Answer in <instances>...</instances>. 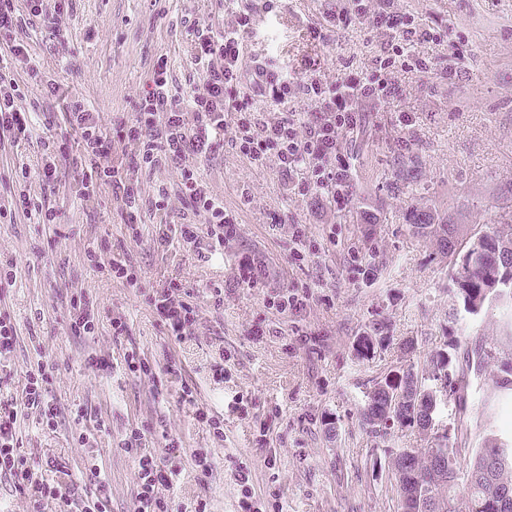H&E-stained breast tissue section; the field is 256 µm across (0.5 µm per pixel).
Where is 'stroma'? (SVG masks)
Returning <instances> with one entry per match:
<instances>
[{
  "instance_id": "1",
  "label": "stroma",
  "mask_w": 512,
  "mask_h": 512,
  "mask_svg": "<svg viewBox=\"0 0 512 512\" xmlns=\"http://www.w3.org/2000/svg\"><path fill=\"white\" fill-rule=\"evenodd\" d=\"M395 2L441 38L415 47L429 61L428 72L395 69L394 100L365 103L364 126L344 137L355 163L350 209L332 213L287 192L275 163L255 165L225 131L222 148L197 166L225 209L238 212L240 226L223 253L207 261L158 244L179 225L204 222L178 204L164 217L151 208L158 186L178 195L176 167L138 172L145 206L136 237L110 185H100L91 201L80 195L82 173L71 164L78 134L68 136L60 181L38 178L40 141L59 132L70 99L84 100L112 128L131 118L161 57L173 93L188 97L202 83L193 61L194 24L218 33L243 8L255 28L243 47V67L261 58L301 80L332 81L367 67L388 32L366 17L327 31V19L345 0H47L46 12L17 34L29 60L14 59L0 43V58L19 86L15 103L36 119L31 140L0 143V253L16 264L15 279L0 286V313L17 331L0 399L19 404L30 365H44L59 414L46 427L20 408L17 447L39 471L52 459L70 473L73 512L95 490L85 476L93 463L108 476L111 512H132L136 463L121 441L133 430L168 473L164 492L176 512L201 504L206 512H238L235 474L242 467L263 512H400L390 462L402 448L436 447L437 434L415 426L385 435L365 428L359 414L369 391L399 371L425 372L452 336L464 345L491 339L501 355L512 353V334L503 330L497 307L453 320L450 259L407 221L412 209L431 211L459 225L464 247L512 217V0ZM457 52L465 65L452 76L448 60ZM402 112L411 115V126L399 124ZM401 159L414 167L404 182L394 177ZM22 179L32 196L54 208L55 223L14 210ZM296 224L306 225L312 246L302 262L290 257ZM90 249L103 262L134 267L137 287L92 265ZM243 253L270 270L251 288L236 282ZM356 260L374 267V275L351 277ZM172 283L186 289L201 318L196 335L182 341L169 336L147 302L153 290ZM287 288L311 293L306 310L294 316L276 310L273 301ZM80 301L95 311L96 336L69 328ZM116 318L127 325L120 336L112 332ZM379 321L387 326V346L359 358L357 337ZM256 325L263 335H252ZM131 350L152 375L124 370ZM92 353L108 358L110 372L88 368ZM171 363L177 375L166 373ZM186 387L193 403L182 399ZM78 407L109 422L83 446L75 440ZM200 408L213 424L197 419ZM437 419L473 451L510 439L512 387H501L493 369H485L469 377L464 407L442 406ZM169 437L179 441L178 454H169ZM200 450L211 457L206 475L194 465Z\"/></svg>"
}]
</instances>
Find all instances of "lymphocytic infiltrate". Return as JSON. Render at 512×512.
Listing matches in <instances>:
<instances>
[{"instance_id": "obj_1", "label": "lymphocytic infiltrate", "mask_w": 512, "mask_h": 512, "mask_svg": "<svg viewBox=\"0 0 512 512\" xmlns=\"http://www.w3.org/2000/svg\"><path fill=\"white\" fill-rule=\"evenodd\" d=\"M392 2L382 0L374 6L370 0H349L347 10L332 14L329 24L333 29L345 28L349 16L368 15L375 25L392 34L391 43L376 51L371 68L346 73L333 83L311 79L299 86L293 76L270 71L260 62L251 75L254 89L246 91L241 53L244 42L253 35V23L248 13L241 12L221 34H214L206 25L197 28L194 61L202 67L203 82L187 100L173 94L167 62L162 58L153 68L151 90L138 98L132 118L119 123L116 135L107 133L98 113L92 112L84 100H70L64 123L81 137L82 151L73 164L82 171L83 197L92 198L99 181L109 182L122 202L127 226L140 223L142 199L137 186L128 173L120 172L110 161L112 139L120 137L134 146L138 167L179 166L184 205L205 219L201 227L181 225L182 240L211 255L223 252L225 242L237 235L238 219L211 194L188 159H202L218 149L224 115L233 111L237 114L234 140L240 152L260 166L276 161L291 192L324 201L339 212L347 210L352 202L354 165L343 139L355 133L362 123L360 101H381L394 95L388 75L395 65L418 73L429 69L428 62L417 57L413 48L433 40V28L415 24L411 16L393 10ZM255 91L281 108V115L267 121L255 112L251 98ZM298 92L310 100V111H288V103ZM15 93L11 78L0 72V139L16 144L27 139L31 118L16 108ZM148 301L169 336L182 340L195 335L198 314L184 300L179 285L149 294ZM26 377L24 407L36 411L43 423H51L58 408L49 394L47 373L43 366L34 365ZM17 416L14 407L0 403V476L17 478L20 490L33 503L53 501L60 512H71L66 484L45 479L18 454ZM140 441L141 435L135 430L125 438L126 449L136 454L134 512H173L170 499L162 492L169 479L157 457L141 449Z\"/></svg>"}]
</instances>
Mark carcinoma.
<instances>
[{
	"instance_id": "obj_1",
	"label": "carcinoma",
	"mask_w": 512,
	"mask_h": 512,
	"mask_svg": "<svg viewBox=\"0 0 512 512\" xmlns=\"http://www.w3.org/2000/svg\"><path fill=\"white\" fill-rule=\"evenodd\" d=\"M409 223L419 233L437 227V241L442 251L454 256L462 254L456 248L458 225L436 223L434 214L414 209L409 213ZM499 261L492 249L484 248L474 263L455 267L451 281L456 314L463 317L480 315L491 298L486 279ZM383 322H375L363 331L356 344V353L370 358L385 341ZM458 340L448 339V348L431 357V377H448V400L461 398L459 389L466 388V374L458 366ZM474 372L478 373L489 363L498 365L500 384H512V357L499 358L494 342L483 340L472 351ZM444 404L442 394L430 393L419 376L411 369L404 370L383 384L373 388L360 411L362 425L373 432L383 430L388 420L402 427L432 426L435 415ZM436 448H426L421 455L416 449L404 448L395 454L396 477L403 512H422L428 500L439 498L448 501L447 512H512V440L501 444V450L491 452L482 448L473 453L450 442Z\"/></svg>"
}]
</instances>
